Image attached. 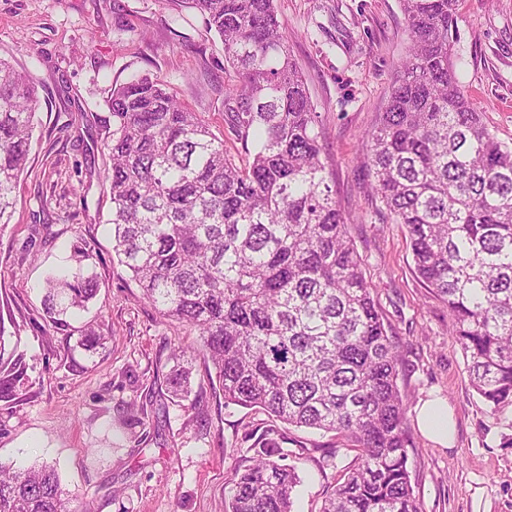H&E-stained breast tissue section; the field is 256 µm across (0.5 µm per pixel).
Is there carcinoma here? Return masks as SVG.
<instances>
[{"mask_svg":"<svg viewBox=\"0 0 512 512\" xmlns=\"http://www.w3.org/2000/svg\"><path fill=\"white\" fill-rule=\"evenodd\" d=\"M224 45L234 79L225 121L240 158L159 76L114 84L112 251L142 296L194 330L224 403L335 432L356 455L321 512H421L408 470L406 406L393 345L336 205L317 112L291 58L274 0H182ZM410 46L385 111L366 134L371 188L405 227L418 277L444 301L472 388L512 408V146L482 123L454 73L457 0H400ZM38 105L30 76L0 58V225L11 222ZM78 268L48 282L50 324L95 297ZM0 402L29 383L25 353L5 348ZM106 337L81 330L95 351ZM170 393L187 401L189 373ZM263 445L235 472L228 512H292L296 467ZM57 469L0 462V512H80Z\"/></svg>","mask_w":512,"mask_h":512,"instance_id":"carcinoma-1","label":"carcinoma"}]
</instances>
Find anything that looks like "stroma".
<instances>
[{
	"label": "stroma",
	"instance_id": "obj_1",
	"mask_svg": "<svg viewBox=\"0 0 512 512\" xmlns=\"http://www.w3.org/2000/svg\"><path fill=\"white\" fill-rule=\"evenodd\" d=\"M319 114L337 205L349 215L388 333L401 353L398 386L413 448L408 468L422 512H512V414L470 386L445 304L419 279L404 227L388 223L361 155L409 46L400 0H275ZM457 76L486 126L512 145V0H460ZM0 57L31 75L39 95L29 162L10 224L0 228V319L16 328L29 386L0 402V461L56 465L83 512H225L232 473L262 443L289 453L301 483L293 512H319L345 466L348 442L298 429L256 408L225 405L190 328L144 301L112 251L103 148L113 83L161 76L233 153L224 122V46L179 0H0ZM100 290L57 329L43 312L47 277L74 266ZM107 340L78 345L86 323ZM191 351L199 408L172 399L166 377ZM454 412L452 447L416 422L422 400Z\"/></svg>",
	"mask_w": 512,
	"mask_h": 512
}]
</instances>
